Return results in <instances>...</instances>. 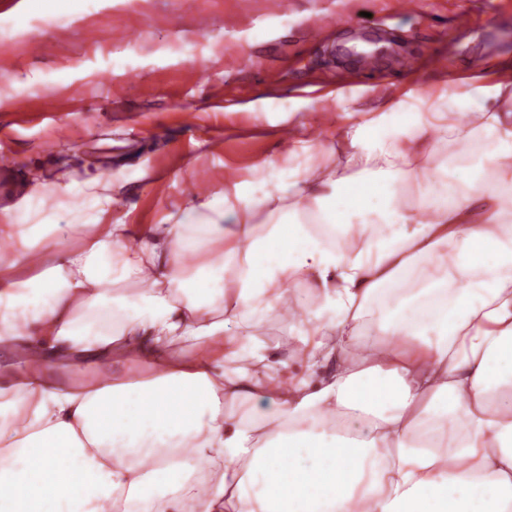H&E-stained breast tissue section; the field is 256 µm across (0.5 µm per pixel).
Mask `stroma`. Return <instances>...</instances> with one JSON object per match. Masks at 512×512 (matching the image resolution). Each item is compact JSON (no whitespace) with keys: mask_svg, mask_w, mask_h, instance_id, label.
Here are the masks:
<instances>
[{"mask_svg":"<svg viewBox=\"0 0 512 512\" xmlns=\"http://www.w3.org/2000/svg\"><path fill=\"white\" fill-rule=\"evenodd\" d=\"M267 3L97 0L69 18L26 14L17 28L22 0H0V154L13 158L0 169V207L39 178L98 173L112 178L111 222L146 228L188 204L201 177L211 193L233 176L266 193L265 163L285 152L287 128L321 144L350 112L512 81V0H417L412 12L398 0H292L277 21ZM309 25L323 26L321 43L308 42ZM364 34L387 48L375 79L345 53ZM130 56L137 69L113 66ZM271 69L279 84L267 82ZM48 96L52 117L41 111Z\"/></svg>","mask_w":512,"mask_h":512,"instance_id":"stroma-1","label":"stroma"}]
</instances>
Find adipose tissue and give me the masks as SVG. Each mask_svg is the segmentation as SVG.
<instances>
[{"mask_svg": "<svg viewBox=\"0 0 512 512\" xmlns=\"http://www.w3.org/2000/svg\"><path fill=\"white\" fill-rule=\"evenodd\" d=\"M328 150L360 175L273 158L270 192L137 238L97 177L62 186L65 227L36 191L0 208V352L28 365L0 375V512H512V82L380 105ZM74 363L113 373H42ZM261 337L274 357L282 356L293 344L294 336L289 334L288 322L271 318L265 324Z\"/></svg>", "mask_w": 512, "mask_h": 512, "instance_id": "ef3b65f1", "label": "adipose tissue"}]
</instances>
